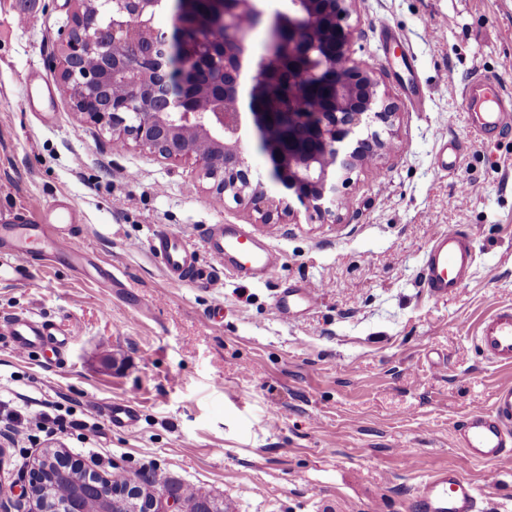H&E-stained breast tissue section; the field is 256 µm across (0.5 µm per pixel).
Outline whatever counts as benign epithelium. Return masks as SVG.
<instances>
[{
  "mask_svg": "<svg viewBox=\"0 0 512 512\" xmlns=\"http://www.w3.org/2000/svg\"><path fill=\"white\" fill-rule=\"evenodd\" d=\"M353 2L288 0V10L266 20L255 0H98L77 8L62 34V85L86 124L111 133L122 148L131 139L166 160L194 161L216 192L260 214L261 223L300 212L324 218L336 212L347 174L376 165L392 148L373 125L393 136L399 109L374 73L347 53ZM161 10L173 19L165 31L152 26ZM199 17L223 28L224 39L214 41L207 27L190 24ZM263 22L266 52L256 60L247 35ZM90 56L93 69L86 66ZM298 69L309 70L310 84L288 98V111H267ZM216 99L233 109L200 111V102ZM248 131L268 157L272 179L299 207L253 182L242 148ZM46 453L56 468L83 472L103 512H185L176 496L130 479L116 486L58 449ZM40 477L38 466L27 484L37 512H64L36 496Z\"/></svg>",
  "mask_w": 512,
  "mask_h": 512,
  "instance_id": "1",
  "label": "benign epithelium"
}]
</instances>
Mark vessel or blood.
I'll list each match as a JSON object with an SVG mask.
<instances>
[{
  "mask_svg": "<svg viewBox=\"0 0 512 512\" xmlns=\"http://www.w3.org/2000/svg\"><path fill=\"white\" fill-rule=\"evenodd\" d=\"M461 97L473 115L476 131L494 127L505 113L512 112V99L494 89V80L476 75L463 85ZM63 221L0 220V242L12 254L52 255L72 263L84 255L75 240L79 214L74 209L62 213ZM208 251L225 269L251 278L274 274L278 262L265 239L238 224H214L207 229ZM150 249L174 280L204 288L215 285L214 276L201 264L195 250L179 238L155 233ZM475 260V248L468 234L451 230L436 235L421 266V286L429 296L443 298L461 288ZM320 291L310 282L284 289L276 301L281 316L287 317L314 308ZM5 332L14 350L26 354L45 345L64 347L68 341L62 330L25 316L7 322ZM475 341L488 361L502 368L512 367V306L492 310L478 325ZM466 456L476 462L499 464L512 460V382L501 383L489 409L470 412L454 429ZM483 493L473 481L456 469L442 467L427 476L418 488L414 512H481Z\"/></svg>",
  "mask_w": 512,
  "mask_h": 512,
  "instance_id": "1",
  "label": "vessel or blood"
}]
</instances>
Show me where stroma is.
Returning <instances> with one entry per match:
<instances>
[{"mask_svg": "<svg viewBox=\"0 0 512 512\" xmlns=\"http://www.w3.org/2000/svg\"><path fill=\"white\" fill-rule=\"evenodd\" d=\"M75 8L0 0V218L74 205L88 258L21 257L0 277V327L31 315L68 332L64 350L27 355L0 336V400L29 399L31 420L68 412L80 423L50 437L34 426L28 441L0 424V502L27 512L26 476L61 448L100 475L181 483L234 512H413L419 482L442 466L484 487L486 512H512V466L488 483V465L453 437L512 380L474 343L480 319L512 305V114L474 132L458 91L480 73L512 93V0H355L350 51L399 103L395 143L351 174L334 217L271 226L212 192L193 162L115 149L68 96L49 97ZM384 23L415 53L423 110L378 45ZM444 134L460 154L442 172ZM211 224L267 234L276 274L223 272L210 289L172 280L153 234L188 240L206 262ZM451 228L471 235L475 262L457 294L435 299L420 266ZM303 281L323 285L317 306L280 317L278 295ZM124 400L138 412L131 431L107 417Z\"/></svg>", "mask_w": 512, "mask_h": 512, "instance_id": "obj_1", "label": "stroma"}]
</instances>
